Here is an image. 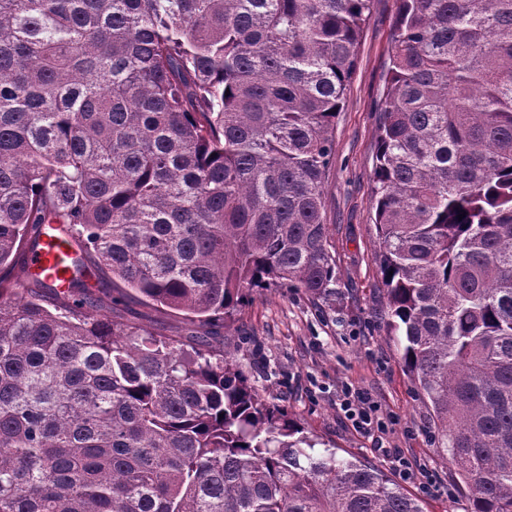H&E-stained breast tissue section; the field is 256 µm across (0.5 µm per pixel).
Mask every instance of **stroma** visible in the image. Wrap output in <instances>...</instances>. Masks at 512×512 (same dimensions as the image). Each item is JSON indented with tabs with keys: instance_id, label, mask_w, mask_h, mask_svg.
<instances>
[{
	"instance_id": "35a3bbf8",
	"label": "stroma",
	"mask_w": 512,
	"mask_h": 512,
	"mask_svg": "<svg viewBox=\"0 0 512 512\" xmlns=\"http://www.w3.org/2000/svg\"><path fill=\"white\" fill-rule=\"evenodd\" d=\"M400 0H371L360 32L354 72L334 127L335 156L325 178L323 221L338 277L335 300L294 288L259 289L224 325V345L267 399L283 404L308 435L385 471L426 512H467L468 494L442 460L429 410L402 362V337L378 318L384 286L372 220L380 115L389 79ZM99 312L169 336H182V314L154 309L129 296L99 294ZM364 396L383 426L357 428L347 399ZM413 465L411 477L395 455Z\"/></svg>"
}]
</instances>
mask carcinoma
Returning <instances> with one entry per match:
<instances>
[{"mask_svg":"<svg viewBox=\"0 0 512 512\" xmlns=\"http://www.w3.org/2000/svg\"><path fill=\"white\" fill-rule=\"evenodd\" d=\"M370 2L0 0V512H425L214 346L246 291L336 295ZM374 192L383 320L469 512H512V0H401ZM46 224L191 330L25 275ZM107 290L100 292L99 313L106 318H124L138 322L141 326L162 332L169 336H183L188 332L189 326L182 314L164 310H155L152 306L143 304L134 296H127L121 302H112V284L105 283Z\"/></svg>","mask_w":512,"mask_h":512,"instance_id":"cac0c4a2","label":"carcinoma"}]
</instances>
